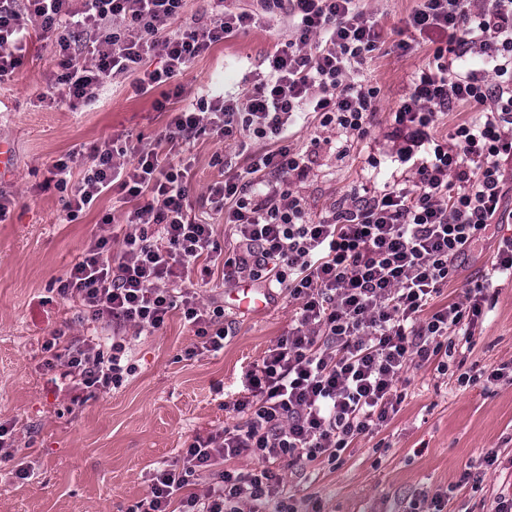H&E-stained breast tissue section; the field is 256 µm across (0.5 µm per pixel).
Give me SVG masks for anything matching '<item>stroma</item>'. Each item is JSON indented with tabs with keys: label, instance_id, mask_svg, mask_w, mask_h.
Listing matches in <instances>:
<instances>
[{
	"label": "stroma",
	"instance_id": "obj_1",
	"mask_svg": "<svg viewBox=\"0 0 512 512\" xmlns=\"http://www.w3.org/2000/svg\"><path fill=\"white\" fill-rule=\"evenodd\" d=\"M417 5L418 0L363 2L378 19L384 40L353 74L381 89L366 136L320 127L309 116L290 129L288 143L295 151L317 155L307 177L291 184L312 219L324 216L347 191L391 178L392 166L375 169L369 159L392 150V114L411 77L433 56V44L421 38L410 51L397 47ZM288 37L282 15L266 17L196 57L176 82L189 99L242 95L248 81L260 76L264 57ZM56 72L51 46L34 36L23 66L0 83V139L12 144L14 155L10 176L0 180V197L9 202L0 222V423L14 425L18 446L14 458H0V471L21 462L31 467L28 479L0 481V512H128L145 496L160 463L175 460L195 435L237 422L231 405L245 394L247 370L287 331L297 304L283 291L263 312L225 311L229 334L223 350L190 360L183 352L197 338L180 311L155 334L127 330L123 360L131 370L121 385L84 403L72 402L68 386L43 366L46 338L60 329L71 340L97 339L108 352L112 332L80 320L79 304L60 300L53 286L80 257L104 214H111L113 237L121 239L128 206L113 192L69 223L60 193L44 182L51 165L72 152L78 158L71 176L79 178L88 149L114 137L135 146L156 143L179 102L166 99L162 87L136 92L129 75L106 83L97 100L74 108L54 99ZM248 155H235L233 147L207 134L182 154L191 164L192 212L216 225L226 253L236 240L207 205L206 191L224 178L217 157L231 158L233 168L242 170ZM504 190L503 223L475 244L436 305L460 300L490 269L502 239L512 237L511 171ZM493 286L494 303L482 322L471 335L455 334L447 372L429 362L405 374L399 410L387 427L357 438L337 463L280 464L298 512H404L416 494L445 490L446 512H492L496 494L512 488V382L479 377L480 371L512 362V281L497 279ZM463 369L476 374L477 382L459 386ZM491 450L497 451L499 466L486 465ZM467 472L481 474L479 486L462 483Z\"/></svg>",
	"mask_w": 512,
	"mask_h": 512
}]
</instances>
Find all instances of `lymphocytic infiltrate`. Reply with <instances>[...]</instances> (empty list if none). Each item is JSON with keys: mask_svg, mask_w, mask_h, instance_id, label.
<instances>
[{"mask_svg": "<svg viewBox=\"0 0 512 512\" xmlns=\"http://www.w3.org/2000/svg\"><path fill=\"white\" fill-rule=\"evenodd\" d=\"M256 11L212 0L209 18L179 23L185 0H0V83L23 65L33 30L51 41L55 87L70 105L92 100L126 74L145 93L175 77L224 39L282 13L292 35L266 55L267 72L244 99L201 97L175 109L156 144L119 141L92 148L90 163L70 184L68 160L51 168L63 210L74 221L112 189L134 206L125 214L120 247L104 220L56 288L78 299L102 327L136 333L161 330L174 309L195 329L199 351L223 350L224 308L174 292L193 270L211 276L201 258L216 250V225L192 217L187 164L175 151L197 135L217 140L248 133L268 141L246 175H228L208 189L237 237L222 263L233 286L249 279L286 290L296 317L245 375L248 394L232 410L240 422L195 436L180 457L159 466L131 512H297L272 462L336 463L361 435L386 426L398 411L397 384L411 366L445 358L453 331L472 332L491 302L489 284L431 309L456 274V262L492 226L512 165V0H421L409 31L434 37L433 63L412 77L394 114L398 144L391 155L403 179L342 196L320 219L290 189L315 162L294 152L286 132L297 114L321 127L365 135L379 87L350 75L382 44L378 19L361 0H259ZM161 67L143 69L148 56ZM466 105L476 117L434 137L440 113ZM46 365L70 381L74 402L122 383L124 345L104 355L92 340L55 331L44 343ZM247 455L250 469L229 468Z\"/></svg>", "mask_w": 512, "mask_h": 512, "instance_id": "obj_1", "label": "lymphocytic infiltrate"}]
</instances>
